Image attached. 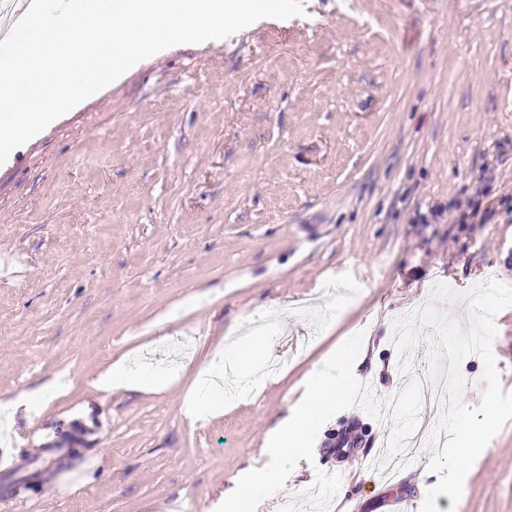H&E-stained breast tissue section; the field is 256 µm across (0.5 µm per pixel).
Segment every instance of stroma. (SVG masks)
<instances>
[{"label":"stroma","mask_w":512,"mask_h":512,"mask_svg":"<svg viewBox=\"0 0 512 512\" xmlns=\"http://www.w3.org/2000/svg\"><path fill=\"white\" fill-rule=\"evenodd\" d=\"M222 48L182 44L78 104L0 165V401L67 373L68 391L18 416L27 458L45 430H84L99 470L59 488L0 472V512H214L243 468L267 464L268 429L334 343L364 332L363 382L392 394L393 323L429 304L512 284V0H305ZM358 282L355 302L327 282ZM307 299L305 313L295 312ZM264 354L233 365L251 318ZM512 391V306L495 318ZM188 338L179 369L162 356ZM222 350L187 423L198 369ZM149 391L92 394L124 354ZM286 366L269 373L272 361ZM391 426L360 408L319 431L285 496L316 471L342 476L332 512H395L438 481L427 448L374 472ZM464 481L456 512H512V420Z\"/></svg>","instance_id":"stroma-1"}]
</instances>
